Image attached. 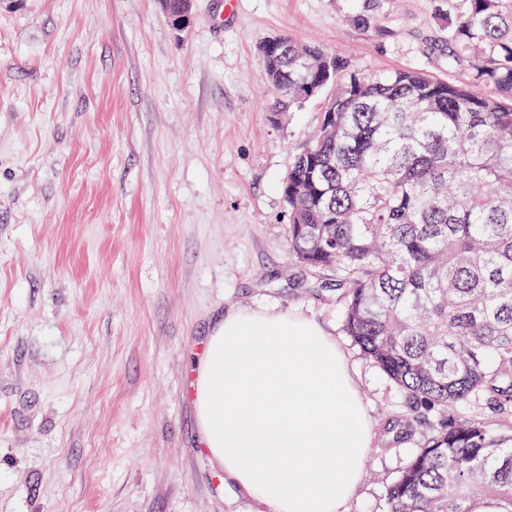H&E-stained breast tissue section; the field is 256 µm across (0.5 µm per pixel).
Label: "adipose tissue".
I'll return each instance as SVG.
<instances>
[{
	"instance_id": "obj_1",
	"label": "adipose tissue",
	"mask_w": 512,
	"mask_h": 512,
	"mask_svg": "<svg viewBox=\"0 0 512 512\" xmlns=\"http://www.w3.org/2000/svg\"><path fill=\"white\" fill-rule=\"evenodd\" d=\"M200 443L269 512H347L372 432L347 359L299 314L240 307L193 362Z\"/></svg>"
}]
</instances>
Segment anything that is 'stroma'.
<instances>
[{"instance_id": "stroma-1", "label": "stroma", "mask_w": 512, "mask_h": 512, "mask_svg": "<svg viewBox=\"0 0 512 512\" xmlns=\"http://www.w3.org/2000/svg\"><path fill=\"white\" fill-rule=\"evenodd\" d=\"M448 0H0V512H267L198 442L191 362L239 305L344 351L373 440L349 512H386L404 395L289 253L281 182L325 99L273 109L288 34L360 72L456 80Z\"/></svg>"}]
</instances>
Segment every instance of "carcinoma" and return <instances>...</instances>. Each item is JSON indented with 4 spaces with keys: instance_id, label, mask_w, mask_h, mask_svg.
<instances>
[{
    "instance_id": "1",
    "label": "carcinoma",
    "mask_w": 512,
    "mask_h": 512,
    "mask_svg": "<svg viewBox=\"0 0 512 512\" xmlns=\"http://www.w3.org/2000/svg\"><path fill=\"white\" fill-rule=\"evenodd\" d=\"M259 47L289 112L327 90L283 179L291 255L328 271L343 327L407 398L389 423L420 448L386 488L387 512H512V0H457L444 81L365 74L290 36Z\"/></svg>"
}]
</instances>
